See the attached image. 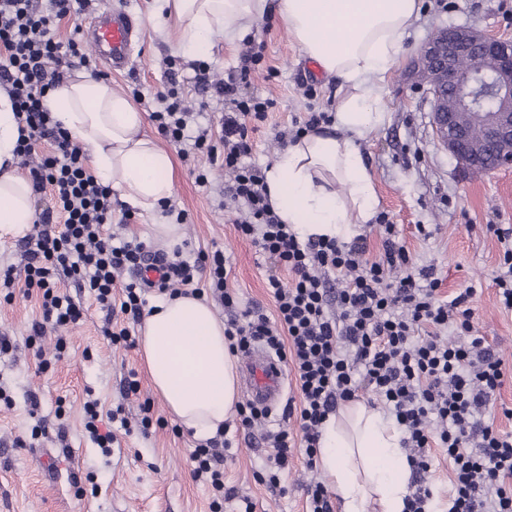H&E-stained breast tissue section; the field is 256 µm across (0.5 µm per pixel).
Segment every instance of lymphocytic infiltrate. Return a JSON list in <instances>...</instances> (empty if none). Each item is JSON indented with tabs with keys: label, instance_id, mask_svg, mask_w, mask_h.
Here are the masks:
<instances>
[{
	"label": "lymphocytic infiltrate",
	"instance_id": "lymphocytic-infiltrate-1",
	"mask_svg": "<svg viewBox=\"0 0 512 512\" xmlns=\"http://www.w3.org/2000/svg\"><path fill=\"white\" fill-rule=\"evenodd\" d=\"M88 5L89 0H50L49 11L43 12L35 0H0V86L17 111L16 154L34 192L51 199L21 242L25 288L41 299L43 318L32 324L27 338L41 370L48 365L40 347L47 330L82 316L81 306L61 293L60 276L78 279L101 308L124 315L126 326L105 335L127 348L136 342L131 328L142 320L148 287L172 295L204 271L213 296L233 303L229 259L220 250L198 252L191 260L178 247L158 256L157 283L121 279L125 270L143 264L146 246L104 234L103 225L112 221V192L89 173L81 147L47 106V93L63 70L92 66L90 56L75 40H61L57 28L73 8ZM262 53V46H249L237 73L225 79L198 68L195 90L225 108L217 127H192L193 114L172 67L156 93L160 107L149 118L168 142L181 147L183 158L203 156L229 173L224 202L237 213L234 229L272 265L266 286L275 316L252 305L224 325L231 352L260 343L290 362L300 393L299 407H285L275 420L250 403L237 409L242 427L270 425L269 483H278L297 452L314 466L323 424L367 388L393 414L401 444L410 450L417 488L407 498L406 512H432L429 473L436 448L446 452L452 467L448 512H512V434L495 431L485 420L504 381L503 361L472 333L473 288L442 299L434 266L412 268L386 214L376 218L382 251L374 259L367 255L364 236L349 242L302 241L282 224L269 202L264 171L249 162L252 135L274 105L273 99L245 92L251 65ZM41 140L51 150L39 156L35 145ZM281 268L289 281L278 276ZM230 446L219 434L191 454L193 479L212 488L211 512H222L225 500L235 495L224 485V453Z\"/></svg>",
	"mask_w": 512,
	"mask_h": 512
}]
</instances>
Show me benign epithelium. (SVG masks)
<instances>
[{"label":"benign epithelium","mask_w":512,"mask_h":512,"mask_svg":"<svg viewBox=\"0 0 512 512\" xmlns=\"http://www.w3.org/2000/svg\"><path fill=\"white\" fill-rule=\"evenodd\" d=\"M463 60L491 62L458 73ZM416 82L445 88L451 95L445 109H433L436 136L459 168L468 174L512 166V41L471 26L439 30L418 51L411 67ZM481 130L480 138L470 130Z\"/></svg>","instance_id":"obj_1"}]
</instances>
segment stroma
Listing matches in <instances>:
<instances>
[{
    "label": "stroma",
    "mask_w": 512,
    "mask_h": 512,
    "mask_svg": "<svg viewBox=\"0 0 512 512\" xmlns=\"http://www.w3.org/2000/svg\"><path fill=\"white\" fill-rule=\"evenodd\" d=\"M128 10L140 26L135 63L129 70L109 73L113 86L124 93L140 91L152 97L164 80L169 62H176L186 96H194L195 60L180 55L172 39L157 28L154 0H108ZM420 19L406 36L399 59L386 75L385 121L360 141V151L373 176L378 211L397 224L413 266L434 265L441 281L439 293L454 296L475 286L470 302L473 333L497 347L504 361V383L496 392L486 420L494 429L512 433V313L498 302L493 278L501 246L489 225H512V169L480 175L464 174L435 136L430 122L431 99L410 74L418 49L437 31L449 26L473 25L512 40V0H421ZM214 48L204 59L211 70L224 75L240 64L248 44H263V59L252 73L254 95L271 98L275 106L265 125L252 136V163L270 166L279 151L277 133L291 129L309 112H333L341 97L339 78L313 67L279 18L262 21L248 40L227 42L215 35ZM207 185H199L190 164L176 162L173 204L185 211L183 241L188 252L223 250L231 257L228 287L236 297L233 307L214 303L220 319L240 313L247 304L274 313L266 286L267 263L255 247L234 230V210L221 206L225 183L222 168H208ZM126 208L113 200L114 223L104 233L120 240L142 241L148 250L160 246L150 235V219L134 212L123 220ZM424 224L429 236L418 234ZM62 291L83 309L74 324L48 332L42 339L46 371H38L26 346L33 321L41 320L38 296L15 293L0 297V334L13 348L0 354V384L12 402H0V512H210L211 493L191 475V453L198 441L167 411L154 389L138 348L109 343L103 333L106 312L87 289L61 278ZM66 349L56 352L57 338ZM136 375L140 391L126 395L123 386ZM96 398L103 409H123L131 426L119 435L111 454H103L84 429L83 406ZM150 404L153 423L142 430L143 404ZM47 433L32 436L38 421ZM66 441H59L58 430ZM233 446L224 458V483L235 489L223 512H241L251 501L253 512H305L306 489L322 483L332 489V477L321 468H308L296 455L276 485L259 481L270 453L263 440L265 428L244 429L237 419L225 424Z\"/></svg>",
    "instance_id": "obj_1"
}]
</instances>
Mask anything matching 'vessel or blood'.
Instances as JSON below:
<instances>
[{"label": "vessel or blood", "instance_id": "vessel-or-blood-1", "mask_svg": "<svg viewBox=\"0 0 512 512\" xmlns=\"http://www.w3.org/2000/svg\"><path fill=\"white\" fill-rule=\"evenodd\" d=\"M80 33L107 71H122L131 66V50L138 38V26L130 13L103 8L81 26ZM285 380L282 364L264 348H253L243 356L242 381L247 400L276 404L283 394Z\"/></svg>", "mask_w": 512, "mask_h": 512}]
</instances>
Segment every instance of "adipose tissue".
I'll use <instances>...</instances> for the list:
<instances>
[{"label": "adipose tissue", "mask_w": 512, "mask_h": 512, "mask_svg": "<svg viewBox=\"0 0 512 512\" xmlns=\"http://www.w3.org/2000/svg\"><path fill=\"white\" fill-rule=\"evenodd\" d=\"M162 30L190 57L210 52L212 37L243 39L265 16L267 0H160ZM421 10L420 0H279L278 12L300 50L346 93L335 132L301 137L266 173L271 204L300 239L348 241L378 204L373 177L357 146L384 120L382 84ZM48 106L81 142L97 179L152 217V237L180 241L179 225L161 211L173 195L170 151L142 131L144 115L111 82L72 71L51 88ZM18 119L0 91V238L24 236L34 221L32 186L16 164ZM141 353L169 413L202 440L223 430L240 403L236 358L224 323L194 294L154 303L139 327ZM341 512H404L410 468L392 420L350 401L322 427L318 451Z\"/></svg>", "instance_id": "ef3b65f1"}]
</instances>
